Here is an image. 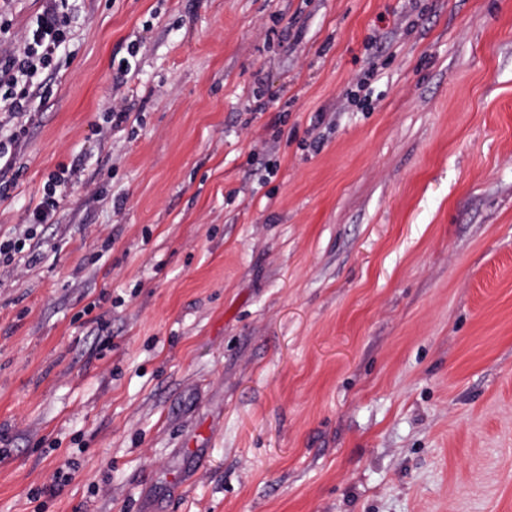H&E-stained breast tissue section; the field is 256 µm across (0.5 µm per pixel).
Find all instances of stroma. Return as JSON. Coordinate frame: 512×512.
Listing matches in <instances>:
<instances>
[{
	"label": "stroma",
	"mask_w": 512,
	"mask_h": 512,
	"mask_svg": "<svg viewBox=\"0 0 512 512\" xmlns=\"http://www.w3.org/2000/svg\"><path fill=\"white\" fill-rule=\"evenodd\" d=\"M69 7L0 200V512H512V0ZM64 186L65 179L59 174H56L45 185L44 195L41 201L36 204L30 213V221L32 224H48L52 221L57 208L59 207V200L62 197L63 191L58 188Z\"/></svg>",
	"instance_id": "35a3bbf8"
}]
</instances>
